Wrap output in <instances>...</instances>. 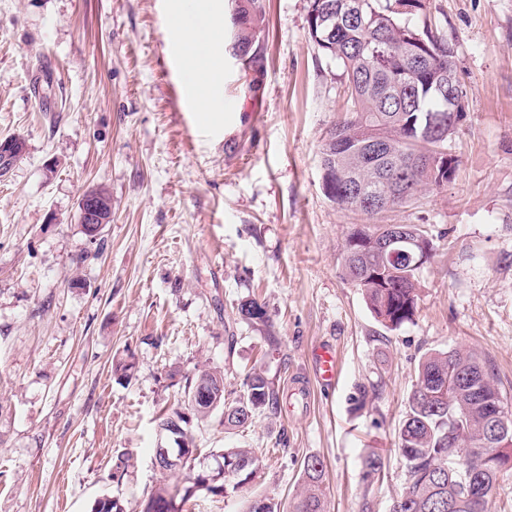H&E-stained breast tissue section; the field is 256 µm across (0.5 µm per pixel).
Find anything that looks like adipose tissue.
<instances>
[{"label": "adipose tissue", "instance_id": "ef3b65f1", "mask_svg": "<svg viewBox=\"0 0 512 512\" xmlns=\"http://www.w3.org/2000/svg\"><path fill=\"white\" fill-rule=\"evenodd\" d=\"M192 10L202 21V28L190 26L180 27L178 49L187 68L203 70L204 79L194 90V102L199 112L210 113L217 111L218 106L212 94L214 86L221 80L223 68L217 54L201 56L198 44L201 38L200 30H207L209 42H217L223 32L224 16L218 10L208 7L203 0H188Z\"/></svg>", "mask_w": 512, "mask_h": 512}]
</instances>
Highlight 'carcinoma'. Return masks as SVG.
I'll return each instance as SVG.
<instances>
[{
    "mask_svg": "<svg viewBox=\"0 0 512 512\" xmlns=\"http://www.w3.org/2000/svg\"><path fill=\"white\" fill-rule=\"evenodd\" d=\"M241 25L228 22L232 49L248 57L247 65L261 66L253 50L265 28L264 0H236ZM307 32L311 42L342 69L348 91V116L329 131L322 151L336 149L330 139L341 136L349 153L336 156L323 168L325 196L336 206L373 218L416 200L426 189L448 183L458 159L448 153L447 136L420 137L430 116L448 111L449 93L467 97L459 80L446 84L448 67H456L453 48L428 17V0H309ZM386 224L354 226L349 238L373 235L381 240ZM354 258L343 261L345 280L362 291L374 318L393 331L414 320L420 268L391 261L367 244L355 245ZM239 313L254 323H267L264 307L255 300L242 303ZM243 393L224 394V373L197 369L185 387L187 403L204 392L220 390L224 429L236 430L258 416H277L286 395L259 371L247 374ZM492 370L478 356L461 349L430 353L418 367L399 429L398 451L403 463V486L389 512H487L490 496L504 472L512 470V432L494 440L493 454L472 460L462 449L487 437L491 419L483 401L500 397ZM172 425L175 436L189 445L184 464H164L163 449L154 461L162 472L188 470L182 486L155 489L142 512H184L200 490L229 497L256 476L260 460L252 448L220 451L224 473L194 470V441L189 419L180 410L163 413L158 427ZM301 489L292 512H327L324 464L316 456L301 463ZM384 468L383 458L369 452L362 458L363 480L374 483Z\"/></svg>",
    "mask_w": 512,
    "mask_h": 512,
    "instance_id": "obj_1",
    "label": "carcinoma"
}]
</instances>
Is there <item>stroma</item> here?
<instances>
[{
    "label": "stroma",
    "mask_w": 512,
    "mask_h": 512,
    "mask_svg": "<svg viewBox=\"0 0 512 512\" xmlns=\"http://www.w3.org/2000/svg\"><path fill=\"white\" fill-rule=\"evenodd\" d=\"M172 8L0 0V139L26 143L0 176V512H91L104 495L142 512L163 478L155 451L173 445L155 419L187 411L204 365L226 391L256 369L292 398L245 429L225 430L218 412L191 419L198 467L239 446L260 467L230 497L198 491L187 512L291 504L310 455L329 512H389L425 354L476 353L512 401V0H429L468 106L448 140L453 179L375 218L425 225L437 244L417 315L394 331L341 273L346 234L367 218L322 189V145L348 104L340 68L308 38V0H265L259 69L220 40L224 109L210 118L179 96ZM98 185L112 222L93 244L78 202ZM249 299L267 323L242 318ZM322 345L337 352L329 388L313 369ZM119 360L134 362L131 379L113 374ZM370 451L385 474L368 486Z\"/></svg>",
    "instance_id": "obj_1"
}]
</instances>
